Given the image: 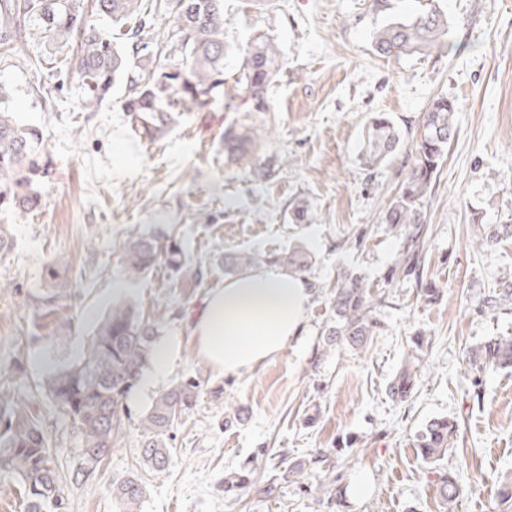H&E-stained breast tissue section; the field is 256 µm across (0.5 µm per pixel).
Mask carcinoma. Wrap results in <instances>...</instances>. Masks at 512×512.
Returning <instances> with one entry per match:
<instances>
[{
  "label": "carcinoma",
  "instance_id": "carcinoma-1",
  "mask_svg": "<svg viewBox=\"0 0 512 512\" xmlns=\"http://www.w3.org/2000/svg\"><path fill=\"white\" fill-rule=\"evenodd\" d=\"M176 40L173 50L182 55L179 63L165 67L160 56L142 43L141 31L125 33L122 44L114 43L112 33L85 19L83 0H0V44L18 41L34 29L49 40L66 46L75 42L78 50L66 74L80 83L83 108L91 112L110 95L113 84L126 76L128 95L124 110L134 124L150 138L160 137L171 121V113L209 108L224 93V16L222 0H175ZM91 10L114 24L140 13L138 0H92ZM448 36V16L426 0L412 15L393 18L373 34V44L382 56L423 54ZM279 72L273 39L257 37L243 53L236 82L252 103L255 112L269 111L270 85ZM454 100L434 99L424 116L419 141L412 157L408 177L399 196L384 215L392 234L402 241L394 264L381 287L399 288L414 283L418 295L430 303L442 296L436 279L427 276L425 259L430 246L429 225L424 223L422 201L431 193L438 170L455 137ZM402 135L397 126L381 115L367 128L363 158L374 166L390 159L400 148ZM42 137L38 131L21 125L0 108V209L29 213L41 203V193L33 175L39 172ZM254 137L244 125L224 132V151L236 162L247 161L262 176L269 171L254 162ZM480 245L491 247L512 237V224H484ZM162 250L157 241L138 237L125 245L127 269L137 278L158 260ZM260 259L239 254L225 262L230 274L254 266ZM274 262L294 273L310 270V255L292 249ZM376 284L354 271L338 275L330 314L321 331V351L314 364L333 349L360 350L367 347L381 326L377 307L384 303L374 291ZM490 309L512 305V283L503 281L484 298ZM158 325L135 316L132 307L115 304L99 323L82 360L57 374L49 391L53 405L79 424L83 451L89 465L99 464L112 450L114 434L119 432L121 410L127 394L139 381L152 360ZM424 337L414 338L415 349L389 384V395L404 402L411 397L418 380L415 360L423 351ZM469 363L482 369L512 368V339L495 337L472 345L467 350ZM200 383L180 381L160 393L143 412L141 425L146 441L142 455L154 470H164L169 462L170 433L183 412L192 407ZM455 421L445 417L427 422L417 436L422 460L434 464L448 453L456 437ZM7 454L0 458V471L19 476L25 486L28 512H58L62 497L52 465L50 447L44 434L34 426L5 441ZM440 497L445 512H454L460 487L455 478L440 477ZM112 495L123 512H141L147 486L127 477L112 486Z\"/></svg>",
  "mask_w": 512,
  "mask_h": 512
}]
</instances>
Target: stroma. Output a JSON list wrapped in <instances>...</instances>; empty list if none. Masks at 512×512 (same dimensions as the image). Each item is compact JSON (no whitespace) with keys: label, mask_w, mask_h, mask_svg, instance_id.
I'll return each mask as SVG.
<instances>
[{"label":"stroma","mask_w":512,"mask_h":512,"mask_svg":"<svg viewBox=\"0 0 512 512\" xmlns=\"http://www.w3.org/2000/svg\"><path fill=\"white\" fill-rule=\"evenodd\" d=\"M223 0L224 98L204 112H184L159 138L142 137L124 110L125 80L96 111L83 110L76 80L61 81L66 50L33 31L0 46V107L43 139L40 207L0 211L14 247L0 259V406L20 433L46 434L64 488V512H120L113 483L146 482L142 512H443L439 479L461 486L456 512H512L499 495L512 478V370H481L466 360L477 342L512 336V305L489 310L493 282H512V238L479 247L480 223L512 221V0H437L448 16L443 44L423 54L386 58L372 46L388 15L416 11L418 0ZM271 36L282 69L270 109L251 111L235 77L242 50ZM455 99L456 135L423 203L431 246L426 266L444 296L427 303L415 285L390 289L378 309L383 327L368 348L340 349L320 368L311 360L329 314L338 271L382 282L401 242L384 214L407 178L425 113L434 98ZM402 133L398 154L369 168L361 159L372 117ZM252 124L256 152L271 177L257 179L224 154L228 127ZM307 219L295 223L296 204ZM176 241L178 267L160 258L145 275L128 274L127 238ZM301 246L312 256L313 285L304 329L274 361L236 377L214 373L188 331L209 290L223 282L224 260L264 258ZM129 300L136 315L179 344L175 361L149 390L134 387L111 453L85 466L81 435L54 408L52 375L82 354L98 320ZM423 333L416 390L391 400L388 386L411 338ZM194 379L192 408L172 430L161 472L141 456L144 410L175 383ZM242 421L225 426L236 408ZM458 422L460 436L439 465H426L416 435L431 419ZM331 449L328 463L304 480L290 466ZM251 465L253 489L229 496L225 476ZM339 478L342 498L326 493Z\"/></svg>","instance_id":"obj_1"}]
</instances>
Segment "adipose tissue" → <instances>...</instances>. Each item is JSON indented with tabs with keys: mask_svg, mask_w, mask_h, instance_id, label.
<instances>
[{
	"mask_svg": "<svg viewBox=\"0 0 512 512\" xmlns=\"http://www.w3.org/2000/svg\"><path fill=\"white\" fill-rule=\"evenodd\" d=\"M310 297L303 278L274 265L224 280L191 324L199 358L227 378L274 361L301 333Z\"/></svg>",
	"mask_w": 512,
	"mask_h": 512,
	"instance_id": "obj_1",
	"label": "adipose tissue"
}]
</instances>
